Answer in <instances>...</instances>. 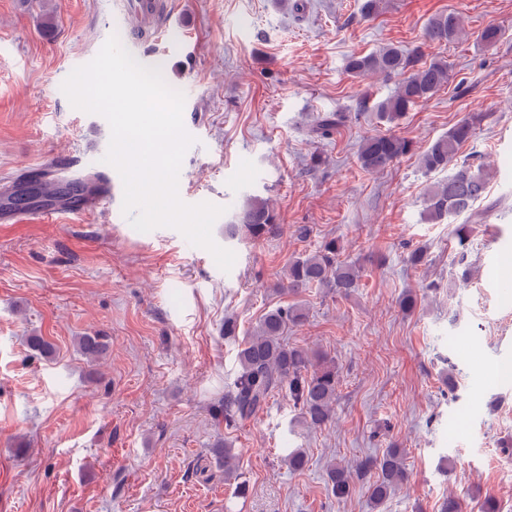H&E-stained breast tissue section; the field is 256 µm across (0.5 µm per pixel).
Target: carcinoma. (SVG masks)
<instances>
[{
    "label": "carcinoma",
    "instance_id": "obj_1",
    "mask_svg": "<svg viewBox=\"0 0 512 512\" xmlns=\"http://www.w3.org/2000/svg\"><path fill=\"white\" fill-rule=\"evenodd\" d=\"M466 36L461 18L456 12L440 13L427 24L425 42L446 46ZM346 72L353 78L378 74L397 81L394 91L373 102L366 96L362 107L375 113L379 123L388 126L366 136L359 147L357 161L368 173L384 171L397 159L410 152L409 141L393 134L391 128L405 118L407 112L428 101L449 84L451 74L442 58L425 59L416 48L404 51L385 46L368 54H352L345 62ZM482 116L465 118L440 136L421 154L419 163L426 173L450 170L448 176L430 186L426 197L425 216L431 222H441L466 213L481 200L489 184V174L482 164L458 163L460 148L473 140L476 124ZM344 115L329 112L317 115L312 133L320 138L331 136L343 123ZM58 196L59 188H37L33 194L13 192L7 200L14 205L27 203L46 194ZM245 232L252 239L274 236L280 231L278 215L261 199H252L243 209L239 223L227 225L234 237ZM342 248L334 238L324 239L313 251L304 252L288 262L279 291L297 296L308 288H327L340 296H348L359 287L361 267L341 258ZM305 310L299 304L268 311L239 344L238 375L232 387L224 392L217 416L225 426H232L255 417L267 405L273 393L288 394L298 410V423L307 429H320L333 420L334 405L340 382L335 361L325 353H313L285 343L288 328L302 322ZM77 351L90 362L98 361L107 352L102 336H80ZM224 467V479H238L239 455L226 442L213 449ZM377 471L371 486V499L379 504L395 487L408 481L404 451L390 447L380 457H369L351 466L332 462L327 468L328 485L337 500L348 497L353 473Z\"/></svg>",
    "mask_w": 512,
    "mask_h": 512
}]
</instances>
